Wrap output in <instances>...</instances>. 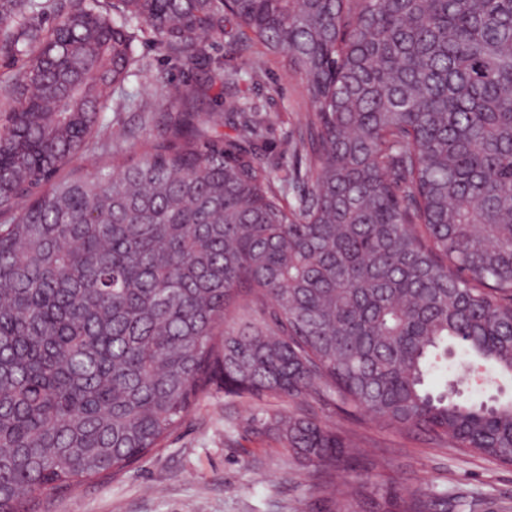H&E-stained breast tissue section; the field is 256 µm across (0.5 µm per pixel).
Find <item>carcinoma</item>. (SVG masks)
<instances>
[{
	"label": "carcinoma",
	"mask_w": 512,
	"mask_h": 512,
	"mask_svg": "<svg viewBox=\"0 0 512 512\" xmlns=\"http://www.w3.org/2000/svg\"><path fill=\"white\" fill-rule=\"evenodd\" d=\"M34 7L0 0V58L24 57L0 100V512L120 476L217 379L293 403L260 425L309 475L356 456L311 399L512 465V0H63L47 27ZM140 32L191 71L217 36L286 58L311 103L294 201L262 123L205 111L238 80L221 67L141 151L60 175ZM485 364L488 399L463 397ZM349 489L359 512H448L434 486Z\"/></svg>",
	"instance_id": "cac0c4a2"
}]
</instances>
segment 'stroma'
Returning a JSON list of instances; mask_svg holds the SVG:
<instances>
[{"label": "stroma", "instance_id": "1", "mask_svg": "<svg viewBox=\"0 0 512 512\" xmlns=\"http://www.w3.org/2000/svg\"><path fill=\"white\" fill-rule=\"evenodd\" d=\"M136 54L137 67L102 115L100 137L107 144L99 156L103 163L139 149L151 129L140 109L142 100L167 103L168 89L204 76L182 68L151 38L137 41ZM211 55L225 68L238 69L237 84L224 95L258 109L267 126L262 144L267 159L278 167H295L297 157L284 153L283 142L298 132L310 109L303 80H281L283 58L261 54L254 44L245 47L218 38ZM291 409L281 397L228 396L211 388L163 448L118 479L52 496L47 512H350L353 500L345 488L354 469L402 492L432 485L470 493L480 501L477 512H512V466L466 456L369 416L354 420L320 405L316 411L322 419L353 433L360 443L353 469L341 467L334 475L343 493L324 503L284 442L260 429L265 414Z\"/></svg>", "mask_w": 512, "mask_h": 512}]
</instances>
